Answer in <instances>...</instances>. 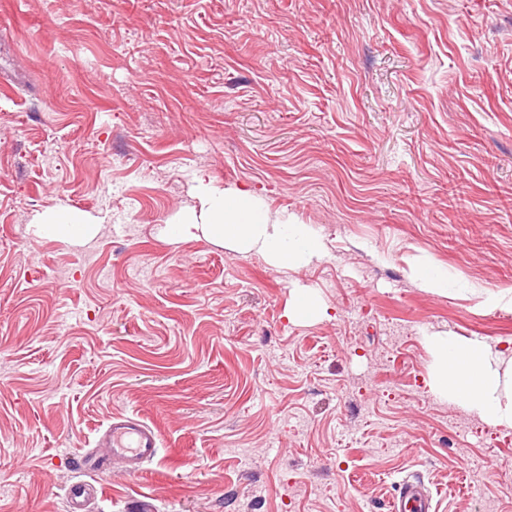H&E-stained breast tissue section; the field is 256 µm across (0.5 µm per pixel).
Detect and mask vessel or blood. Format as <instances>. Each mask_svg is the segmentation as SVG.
I'll use <instances>...</instances> for the list:
<instances>
[{
    "label": "vessel or blood",
    "instance_id": "b4317fda",
    "mask_svg": "<svg viewBox=\"0 0 512 512\" xmlns=\"http://www.w3.org/2000/svg\"><path fill=\"white\" fill-rule=\"evenodd\" d=\"M160 448V433L154 425L133 413L118 415L100 432L95 448L84 454L81 466L88 472L113 467L125 476L135 477L146 464L158 458ZM98 494V487L87 481L69 485L65 492L67 512H88V500ZM436 509V496L422 478L409 474L399 481L390 512H436Z\"/></svg>",
    "mask_w": 512,
    "mask_h": 512
}]
</instances>
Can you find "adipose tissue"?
Listing matches in <instances>:
<instances>
[{
    "mask_svg": "<svg viewBox=\"0 0 512 512\" xmlns=\"http://www.w3.org/2000/svg\"><path fill=\"white\" fill-rule=\"evenodd\" d=\"M201 207L165 225L166 237L181 241L198 235L242 251H255L278 268H299L322 259L324 243L318 229L271 218L263 198L250 190L218 188L200 182ZM86 216L68 208L41 214L34 226L40 238L79 244L94 235ZM433 363L430 386L448 403L462 407L495 426L512 428V360L481 341L453 335L431 337Z\"/></svg>",
    "mask_w": 512,
    "mask_h": 512,
    "instance_id": "adipose-tissue-1",
    "label": "adipose tissue"
}]
</instances>
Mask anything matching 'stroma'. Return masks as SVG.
Returning a JSON list of instances; mask_svg holds the SVG:
<instances>
[{"instance_id": "35a3bbf8", "label": "stroma", "mask_w": 512, "mask_h": 512, "mask_svg": "<svg viewBox=\"0 0 512 512\" xmlns=\"http://www.w3.org/2000/svg\"><path fill=\"white\" fill-rule=\"evenodd\" d=\"M326 252L282 269L165 224L197 178ZM83 212L80 245L37 214ZM448 272L421 288L415 267ZM324 315H287L295 290ZM512 0H0V512H512V429L434 395L427 336L512 357ZM162 435L85 473L112 416ZM33 226L38 238L58 239L70 244H80L96 231L95 224H90L82 212L68 208L41 214ZM389 510L391 512H435L434 492L417 474H408L398 482V490ZM99 488L88 481L75 482L65 492L68 512H88L86 504L90 498L98 497Z\"/></svg>"}]
</instances>
